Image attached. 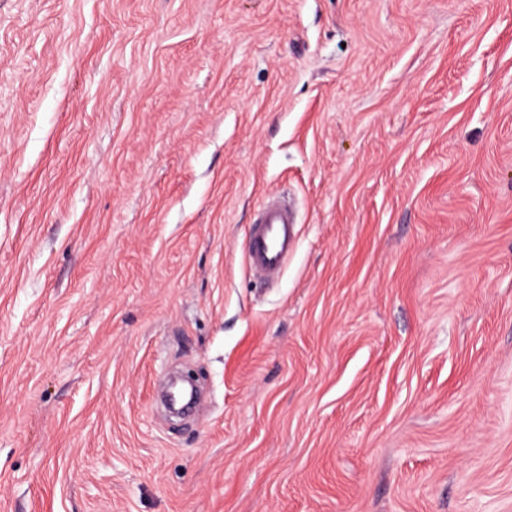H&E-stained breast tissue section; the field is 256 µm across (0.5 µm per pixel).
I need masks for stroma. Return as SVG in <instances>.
Segmentation results:
<instances>
[{
  "label": "stroma",
  "instance_id": "1",
  "mask_svg": "<svg viewBox=\"0 0 512 512\" xmlns=\"http://www.w3.org/2000/svg\"><path fill=\"white\" fill-rule=\"evenodd\" d=\"M0 512H512V0H0ZM296 214L284 198H263L247 241L249 266L254 276L277 280L294 251L297 238Z\"/></svg>",
  "mask_w": 512,
  "mask_h": 512
}]
</instances>
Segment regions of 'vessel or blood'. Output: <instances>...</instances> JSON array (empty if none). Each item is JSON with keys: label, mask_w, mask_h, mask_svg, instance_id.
Wrapping results in <instances>:
<instances>
[{"label": "vessel or blood", "mask_w": 512, "mask_h": 512, "mask_svg": "<svg viewBox=\"0 0 512 512\" xmlns=\"http://www.w3.org/2000/svg\"><path fill=\"white\" fill-rule=\"evenodd\" d=\"M296 214L285 199L265 198L258 206L247 241L249 266L254 276L277 280L296 245Z\"/></svg>", "instance_id": "b4317fda"}]
</instances>
